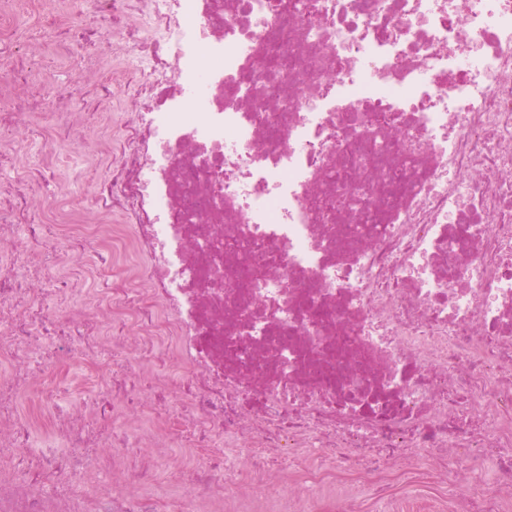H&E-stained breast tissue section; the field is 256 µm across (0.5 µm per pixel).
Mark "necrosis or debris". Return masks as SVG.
Segmentation results:
<instances>
[{
  "label": "necrosis or debris",
  "mask_w": 512,
  "mask_h": 512,
  "mask_svg": "<svg viewBox=\"0 0 512 512\" xmlns=\"http://www.w3.org/2000/svg\"><path fill=\"white\" fill-rule=\"evenodd\" d=\"M33 6L52 39L15 40L0 0V167L14 172L0 182V453L29 448L38 424L68 451L41 449L35 477L0 468V512H269L231 448L309 452L322 486L371 448L439 455L452 487L489 461L494 491L456 512H512V0H91L117 24L104 37L70 0ZM81 45L129 63L112 75L126 119L98 113L93 136L94 72L49 105L32 79L44 54ZM379 112L403 132L380 178ZM35 122L111 174L83 203L60 197L48 224L11 149ZM355 168L364 196L348 206ZM61 235L107 261L55 275ZM91 277L108 283L92 308L58 319L41 300ZM75 359L112 363L107 402L24 415L14 380L44 399L50 369ZM162 402L164 428L145 425ZM167 461L195 490L145 493Z\"/></svg>",
  "instance_id": "1"
}]
</instances>
